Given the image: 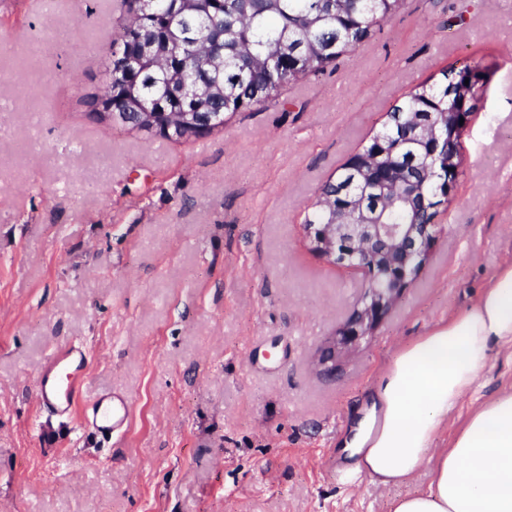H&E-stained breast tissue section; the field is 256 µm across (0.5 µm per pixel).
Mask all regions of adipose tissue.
<instances>
[{
	"label": "adipose tissue",
	"instance_id": "1",
	"mask_svg": "<svg viewBox=\"0 0 512 512\" xmlns=\"http://www.w3.org/2000/svg\"><path fill=\"white\" fill-rule=\"evenodd\" d=\"M496 346L512 348V264L474 304L399 350L341 443L346 475L399 487L427 464L429 486L397 497L392 512H512V393L480 404L451 447L433 445L449 412L478 394Z\"/></svg>",
	"mask_w": 512,
	"mask_h": 512
}]
</instances>
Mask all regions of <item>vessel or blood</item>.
<instances>
[{
    "mask_svg": "<svg viewBox=\"0 0 512 512\" xmlns=\"http://www.w3.org/2000/svg\"><path fill=\"white\" fill-rule=\"evenodd\" d=\"M87 366L86 353L81 347L58 346L37 376L35 400L52 414L79 415L84 427L108 439L113 432L127 428L131 404L126 397L112 391L86 396Z\"/></svg>",
    "mask_w": 512,
    "mask_h": 512,
    "instance_id": "b4317fda",
    "label": "vessel or blood"
}]
</instances>
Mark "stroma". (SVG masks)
Wrapping results in <instances>:
<instances>
[{"label": "stroma", "mask_w": 512, "mask_h": 512, "mask_svg": "<svg viewBox=\"0 0 512 512\" xmlns=\"http://www.w3.org/2000/svg\"><path fill=\"white\" fill-rule=\"evenodd\" d=\"M122 0H0V512H389L340 439L398 349L512 262V0H406L278 103L182 143L94 120ZM487 75L426 265L335 376L366 280L314 255L321 187L415 85ZM132 420L111 442L32 397L55 346Z\"/></svg>", "instance_id": "35a3bbf8"}]
</instances>
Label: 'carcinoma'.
<instances>
[{"label": "carcinoma", "mask_w": 512, "mask_h": 512, "mask_svg": "<svg viewBox=\"0 0 512 512\" xmlns=\"http://www.w3.org/2000/svg\"><path fill=\"white\" fill-rule=\"evenodd\" d=\"M174 2L155 0L153 11L143 15L141 23L144 41L161 46L172 42V67L146 64L132 76L114 73L101 92L90 95L92 104L101 99L115 113L187 112L193 108L188 92L196 82L209 80L224 89L222 98L208 109L212 124L222 125L226 116L279 102L288 84L335 68L357 45L371 38L381 23L400 12L405 0H398L393 13L381 6L382 0H347L342 13L331 0H215L210 10L202 12L176 10ZM219 26L231 31L232 43H207L211 52L224 57V66L203 74L198 71L199 60L191 42L205 41ZM133 81L138 83L135 109L119 88ZM485 85L484 73L469 66L444 71L438 80L417 85L393 108L362 152L349 158L325 186L359 191L356 159L373 156L380 137L394 147L399 165L415 163L434 171L438 157L409 134L411 120L437 122L450 112L470 115L476 111ZM362 196L370 202L378 198L371 189L362 191ZM434 217V212L414 213L397 203L379 210L377 220L382 224H427ZM332 218V211L317 201L305 223L328 224Z\"/></svg>", "instance_id": "cac0c4a2"}]
</instances>
